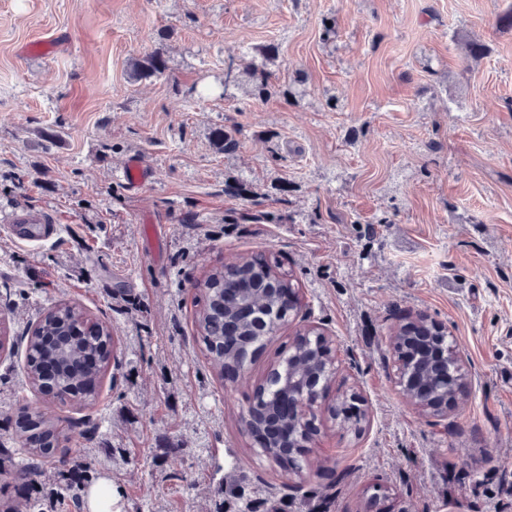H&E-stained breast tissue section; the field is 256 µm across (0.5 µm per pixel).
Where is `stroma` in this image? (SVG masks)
<instances>
[{"label":"stroma","instance_id":"stroma-1","mask_svg":"<svg viewBox=\"0 0 512 512\" xmlns=\"http://www.w3.org/2000/svg\"><path fill=\"white\" fill-rule=\"evenodd\" d=\"M510 8L0 0V210L55 218L35 240L0 223V328L15 343L0 355V437L41 401L97 423L94 445L126 451L103 478L112 512H234L232 485L288 512H512ZM461 36L487 54L465 59ZM158 47L167 71L136 79ZM261 60L288 96L249 95ZM134 154L150 173L136 190L122 178ZM259 254L303 306L230 381L196 336L197 285ZM60 301L115 330L99 398L16 403L24 337ZM420 316L469 373L440 421L394 382L397 326ZM303 328L329 338L337 372L290 474L244 418ZM344 391L367 411L361 434L327 412Z\"/></svg>","mask_w":512,"mask_h":512}]
</instances>
